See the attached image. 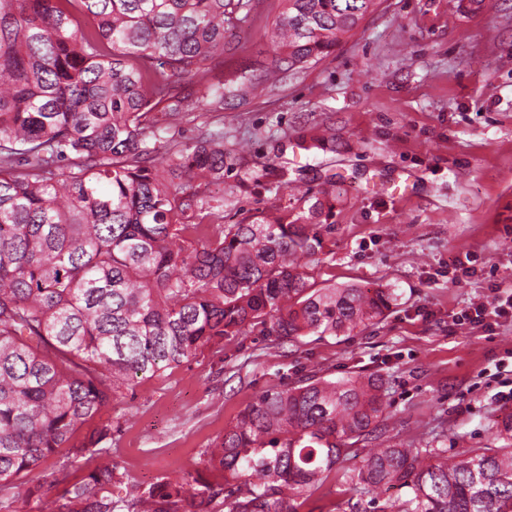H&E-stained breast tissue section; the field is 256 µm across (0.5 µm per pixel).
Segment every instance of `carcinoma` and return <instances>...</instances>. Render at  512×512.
I'll list each match as a JSON object with an SVG mask.
<instances>
[{
    "mask_svg": "<svg viewBox=\"0 0 512 512\" xmlns=\"http://www.w3.org/2000/svg\"><path fill=\"white\" fill-rule=\"evenodd\" d=\"M376 0H283L270 61L215 80L254 0H0V505L41 492L55 512H298L330 474L354 495L397 486L378 512H512V412L498 445L371 448L385 384L308 375L268 389L207 452L210 475L167 476L129 495L112 424L84 430L138 375L190 363L253 332L279 345L365 328L391 288L315 287L293 264L323 248L336 175L286 214L224 223V130L162 143L153 112H222L336 48ZM24 487H19L15 491L18 492L16 501L11 504L9 510H29L32 512H51L50 510L54 506V502L57 501L62 494V486L51 484L48 482L42 488V499L41 502H31L29 505L26 504L24 498Z\"/></svg>",
    "mask_w": 512,
    "mask_h": 512,
    "instance_id": "carcinoma-1",
    "label": "carcinoma"
}]
</instances>
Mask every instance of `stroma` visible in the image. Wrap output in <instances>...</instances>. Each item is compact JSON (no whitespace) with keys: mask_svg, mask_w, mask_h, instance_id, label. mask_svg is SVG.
<instances>
[{"mask_svg":"<svg viewBox=\"0 0 512 512\" xmlns=\"http://www.w3.org/2000/svg\"><path fill=\"white\" fill-rule=\"evenodd\" d=\"M377 0L359 27L317 64L235 109L154 115L159 136L180 143L223 130L233 159L224 221L288 210L317 172L344 176L325 249L302 265L318 286L392 288L399 299L377 323L348 336L277 345L252 335L205 350L189 364L143 377L102 407L116 424L111 454L143 486L176 472L207 475L205 451L260 391L307 374L383 375L384 437L421 447L443 434L449 453L493 445L503 404L488 371L512 356V320L492 329L462 311L512 285V0ZM281 0H258L215 72L222 79L270 59L267 30ZM285 175L290 188L272 187ZM480 256L457 276L454 258ZM379 490L350 506L327 484L299 512H374L399 497Z\"/></svg>","mask_w":512,"mask_h":512,"instance_id":"stroma-1","label":"stroma"}]
</instances>
